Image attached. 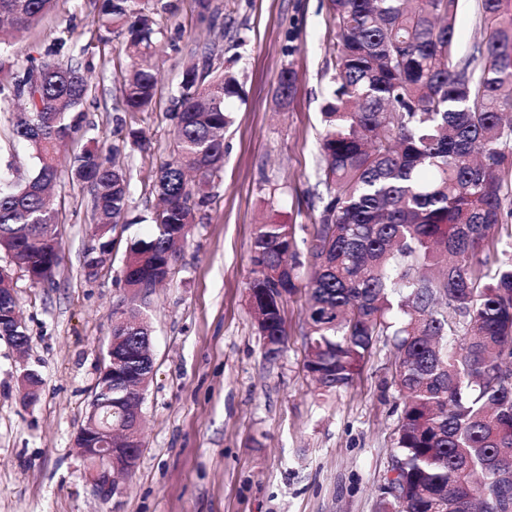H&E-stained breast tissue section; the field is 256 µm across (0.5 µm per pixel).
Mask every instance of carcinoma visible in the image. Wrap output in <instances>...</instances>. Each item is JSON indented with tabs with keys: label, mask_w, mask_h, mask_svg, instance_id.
Returning a JSON list of instances; mask_svg holds the SVG:
<instances>
[{
	"label": "carcinoma",
	"mask_w": 512,
	"mask_h": 512,
	"mask_svg": "<svg viewBox=\"0 0 512 512\" xmlns=\"http://www.w3.org/2000/svg\"><path fill=\"white\" fill-rule=\"evenodd\" d=\"M336 28L323 106L318 172L322 203L305 311V369L324 393L348 386L379 339L391 342L392 383L403 397L396 451L379 512H512V252L482 257L512 218V0H476L482 38L456 47L461 0H329ZM55 0H0V101L24 100L12 134L36 159L22 183L0 181V250L9 264L49 279L60 262L57 212L48 193L56 156L80 128L89 84L79 66L48 51L13 73L16 34ZM108 25L127 26L126 111L155 100V21L139 0H101ZM295 71L277 97L293 98ZM234 73L214 74L212 54L192 52L174 109L175 149L157 173L152 233L135 241L123 281L145 299L173 248L187 239L224 162ZM72 178L90 187L93 233L110 254L130 197L123 171L94 146ZM299 264L292 224L257 225L251 309L269 361L284 353L283 309ZM123 361L112 382V422L134 426L138 387L149 386L152 336L142 306L112 330Z\"/></svg>",
	"instance_id": "obj_1"
}]
</instances>
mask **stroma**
Returning a JSON list of instances; mask_svg holds the SVG:
<instances>
[{"label": "stroma", "mask_w": 512, "mask_h": 512, "mask_svg": "<svg viewBox=\"0 0 512 512\" xmlns=\"http://www.w3.org/2000/svg\"><path fill=\"white\" fill-rule=\"evenodd\" d=\"M160 31L152 59L158 93L145 112L126 111L125 29L105 31L99 0H57L20 36L17 71L29 46L60 49L89 78L83 121L59 159L53 194L62 258L35 283L14 270L29 344L0 339V512H377L395 452L399 397L394 357L376 345L353 383L324 394L304 368L306 288L288 297V343L268 362L249 307L251 244L257 224L294 225L307 278L317 217L320 112L335 29L329 0H212L208 27L196 0H145ZM209 48L216 70L236 72L224 166L211 200L179 249L172 272L146 309L154 375L143 404L141 458L124 491L104 497L88 480L74 439L85 426L112 333L110 312L127 299L122 269L132 237L145 235L157 196L153 179L174 150L171 105L195 48ZM292 67L296 92L275 97ZM13 106L0 102V172L32 173L29 147L11 132ZM142 130L147 149L130 145ZM119 147L130 183L126 223L96 274L92 195L72 180L74 155L90 142ZM37 370L38 401L25 405L20 375Z\"/></svg>", "instance_id": "35a3bbf8"}]
</instances>
